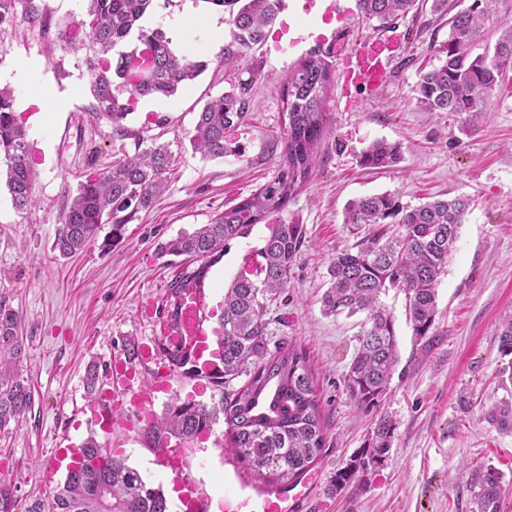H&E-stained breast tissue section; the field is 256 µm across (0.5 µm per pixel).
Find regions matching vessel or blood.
<instances>
[{
	"instance_id": "b4317fda",
	"label": "vessel or blood",
	"mask_w": 512,
	"mask_h": 512,
	"mask_svg": "<svg viewBox=\"0 0 512 512\" xmlns=\"http://www.w3.org/2000/svg\"><path fill=\"white\" fill-rule=\"evenodd\" d=\"M303 8L318 12L323 24L332 28L330 34L318 35L320 44L340 53L338 72L340 96L345 104H353L358 95L376 92L389 78V60L398 55L401 44L396 36H372L351 40L350 29L361 13L360 0H304ZM205 293L202 285L190 284L183 296L179 314L165 336L175 345H186L200 370L194 376L195 385L203 386L212 373L222 370V363L207 359L210 348L209 331L204 319ZM150 346H137L133 354L115 360L110 373L112 395L128 401L131 406H154L160 394L170 389L171 373L162 370L153 374L150 382L136 383L137 368L153 360ZM156 460L173 476L174 482L184 480L189 466L180 448L161 443L154 449ZM309 480L296 484L257 485L240 466L234 449L224 451L223 495H206L200 492L193 497L181 498L179 512H306L309 502Z\"/></svg>"
}]
</instances>
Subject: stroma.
Wrapping results in <instances>:
<instances>
[{"instance_id":"obj_1","label":"stroma","mask_w":512,"mask_h":512,"mask_svg":"<svg viewBox=\"0 0 512 512\" xmlns=\"http://www.w3.org/2000/svg\"><path fill=\"white\" fill-rule=\"evenodd\" d=\"M36 2L46 25L28 23L23 0H17L11 21L0 24V87L13 92L41 156L30 212H17L0 187V303L20 316L23 374L32 391L24 417L0 430V489L10 490L17 512L49 499L42 467L56 445H78L91 431L84 412L88 364L111 365L127 344L159 339L168 286L184 267L182 258L164 252V244L209 223L271 176L279 159L274 142L284 124L281 81L315 48L321 27L319 19L292 21L281 13L265 40L242 52L227 30V13L207 0H155L152 25L176 51L204 56L211 65L173 97L138 100L118 132L95 111L82 56L68 48L83 17L80 0ZM208 20L225 28L221 41L210 38ZM394 24L404 41L390 63L388 85L352 108L330 95L331 131L307 186L268 223L229 241L205 280L206 315L213 324L225 288L264 247L269 224L304 225L305 242L290 268L271 339L307 351L327 420L326 447L310 470L307 512H471L460 476L466 465L493 464L504 483L512 484V434L500 433L485 418L503 395L496 328L512 314V72L486 122L464 133L459 117L424 111L414 100L421 74L440 63L436 49L448 37L446 19L425 8ZM290 29L309 34L292 50L276 38ZM242 81L251 84L248 115L229 133L238 152L203 158L189 143L197 112ZM42 85L67 99L64 111H49L36 94ZM376 140L401 144L397 166L360 165L361 152ZM154 141L169 144L175 156L176 177L168 190L129 225L122 243L106 251L94 243L58 257L52 249L56 229L83 176L105 171ZM383 192L412 205L466 196L473 206L439 285L432 336L415 338L402 292L384 296L395 320L399 363L379 413L361 414L344 377L359 347L362 318L324 315L320 298L331 258L356 243L344 224L349 203ZM464 393L472 401L465 409L459 404ZM163 408L159 402L142 414L124 406L115 414L134 426L116 432L121 455L149 483L164 486L169 475L141 442L151 414ZM381 413L396 423L386 461L339 495H329L332 476L362 448ZM212 435L186 472L209 491L224 487L222 451L214 442L225 439L226 424L217 423Z\"/></svg>"}]
</instances>
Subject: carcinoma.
Masks as SVG:
<instances>
[{
  "instance_id": "obj_1",
  "label": "carcinoma",
  "mask_w": 512,
  "mask_h": 512,
  "mask_svg": "<svg viewBox=\"0 0 512 512\" xmlns=\"http://www.w3.org/2000/svg\"><path fill=\"white\" fill-rule=\"evenodd\" d=\"M89 21L83 38L70 43L84 53V74L96 101L95 109L117 131L125 130L131 104L140 97L169 98L193 82L209 60L178 54L160 28H146L142 18L155 0H87ZM229 12L233 39L249 50L265 38L267 26L282 0H205ZM362 15L384 25L418 6L417 0H361ZM496 0H431V9L448 18V39L438 52L443 64L420 77L414 99L426 112H448L461 118L462 128L477 130L491 110L497 89L512 70V24L493 48L478 52L486 25L493 20ZM332 67L310 52L282 80L288 122L279 137L281 152L270 178L250 197L224 209L208 224L167 243L175 256H187L198 266L182 270L169 285L167 319L173 320L185 287L205 281L213 258L228 241L243 238L267 216L284 209L308 183L320 145L330 126L325 101ZM249 85L207 101L190 136V144L206 159L239 150L228 132L247 116ZM28 132L16 118L14 99L0 89V176L18 211L32 207L36 181L28 159ZM401 145L385 140L368 146L360 158L365 168H386L399 162ZM174 175L168 146L153 142L113 162L105 172L85 176L71 197L52 248L67 258L95 241L108 226L101 246L120 242L127 226L149 210ZM471 202L464 196L404 204L399 196L382 193L351 202L345 224L356 235L355 247L341 252L328 266V287L321 298L324 314L365 316L359 349L348 367L345 384L355 408L367 414L386 397L398 364L394 318L382 301L391 290L403 292L413 335L430 334L438 314V286L448 270L459 229ZM401 230L389 234L387 225ZM261 249L263 262L252 272H240L224 291L217 349L224 373L212 385L219 399L212 404L172 398L146 429L147 446L165 439L184 444L209 432L224 417L229 447L246 471L269 484L292 483L319 459L326 444V421L314 373L306 352L291 342L270 346L269 326L279 297L288 288L290 267L305 240L301 224H270ZM19 314L0 304V430L30 409L31 390L18 364L22 342ZM499 352L505 358L499 377L507 396L495 401L486 419L499 431L512 433V316L498 327ZM159 356L177 369L191 365L189 354L167 343ZM242 384H237L238 380ZM396 429L393 419L379 416L364 445L336 471L328 492L352 485L370 468L383 465ZM471 512H501L509 488L490 465L465 467ZM27 512H169L161 487L148 484L122 456L108 455L95 435L81 446L77 468L67 472L51 499L33 502Z\"/></svg>"
}]
</instances>
